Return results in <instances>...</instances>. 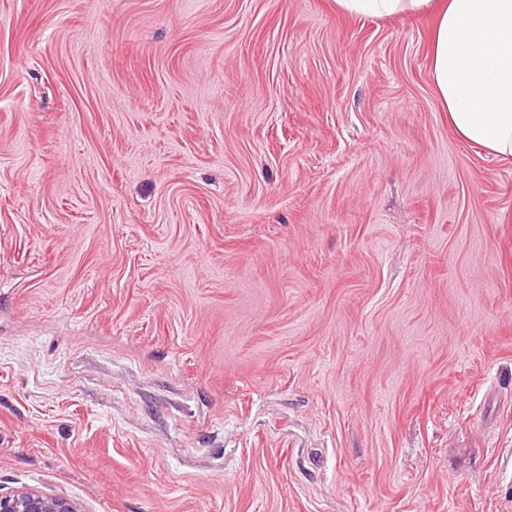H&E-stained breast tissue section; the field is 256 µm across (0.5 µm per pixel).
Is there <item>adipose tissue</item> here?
I'll use <instances>...</instances> for the list:
<instances>
[{
  "mask_svg": "<svg viewBox=\"0 0 512 512\" xmlns=\"http://www.w3.org/2000/svg\"><path fill=\"white\" fill-rule=\"evenodd\" d=\"M364 17L431 12V77L453 131L499 159L512 157V0H335Z\"/></svg>",
  "mask_w": 512,
  "mask_h": 512,
  "instance_id": "obj_1",
  "label": "adipose tissue"
}]
</instances>
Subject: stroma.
<instances>
[{
  "instance_id": "stroma-1",
  "label": "stroma",
  "mask_w": 512,
  "mask_h": 512,
  "mask_svg": "<svg viewBox=\"0 0 512 512\" xmlns=\"http://www.w3.org/2000/svg\"><path fill=\"white\" fill-rule=\"evenodd\" d=\"M433 25L0 0V494L512 512V159Z\"/></svg>"
}]
</instances>
